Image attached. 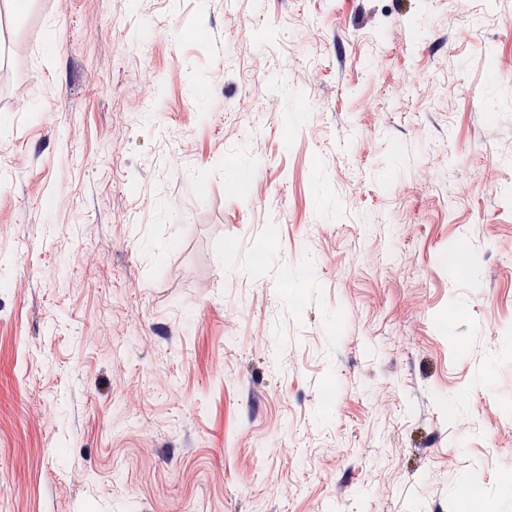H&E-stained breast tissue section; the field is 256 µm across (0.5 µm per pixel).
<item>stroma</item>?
<instances>
[{
  "label": "stroma",
  "instance_id": "obj_1",
  "mask_svg": "<svg viewBox=\"0 0 512 512\" xmlns=\"http://www.w3.org/2000/svg\"><path fill=\"white\" fill-rule=\"evenodd\" d=\"M11 2L0 512H512V0Z\"/></svg>",
  "mask_w": 512,
  "mask_h": 512
}]
</instances>
